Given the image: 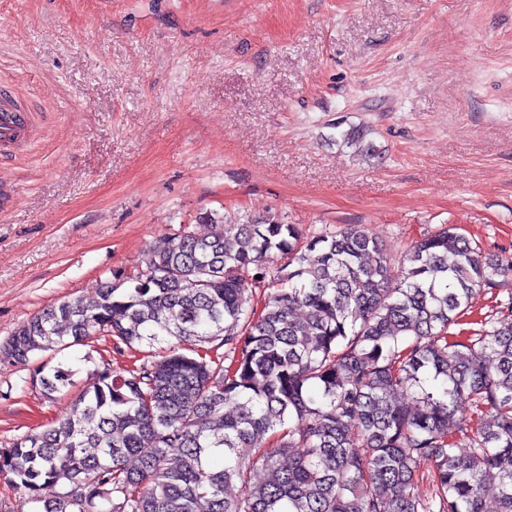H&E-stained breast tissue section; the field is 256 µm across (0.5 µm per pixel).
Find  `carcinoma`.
Masks as SVG:
<instances>
[{
	"label": "carcinoma",
	"instance_id": "1",
	"mask_svg": "<svg viewBox=\"0 0 512 512\" xmlns=\"http://www.w3.org/2000/svg\"><path fill=\"white\" fill-rule=\"evenodd\" d=\"M341 138L377 155L360 129ZM200 220L219 231L162 239L138 275L48 305L0 348L21 364L106 339L164 349L96 368L78 416L0 450L1 477L39 512H486L489 488L512 512V297L489 327L454 332L512 258L453 225L394 266L357 225ZM73 376L60 361L30 383L53 401ZM424 463L436 502L414 493Z\"/></svg>",
	"mask_w": 512,
	"mask_h": 512
}]
</instances>
